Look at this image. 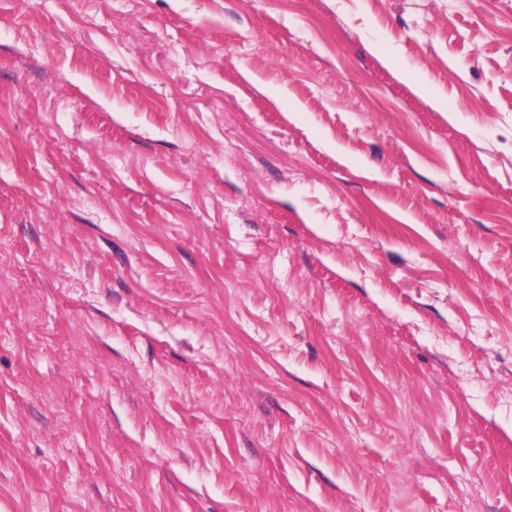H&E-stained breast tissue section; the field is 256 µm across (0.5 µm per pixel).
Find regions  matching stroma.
I'll return each instance as SVG.
<instances>
[{
	"label": "stroma",
	"mask_w": 512,
	"mask_h": 512,
	"mask_svg": "<svg viewBox=\"0 0 512 512\" xmlns=\"http://www.w3.org/2000/svg\"><path fill=\"white\" fill-rule=\"evenodd\" d=\"M0 512H512V0H0Z\"/></svg>",
	"instance_id": "obj_1"
}]
</instances>
